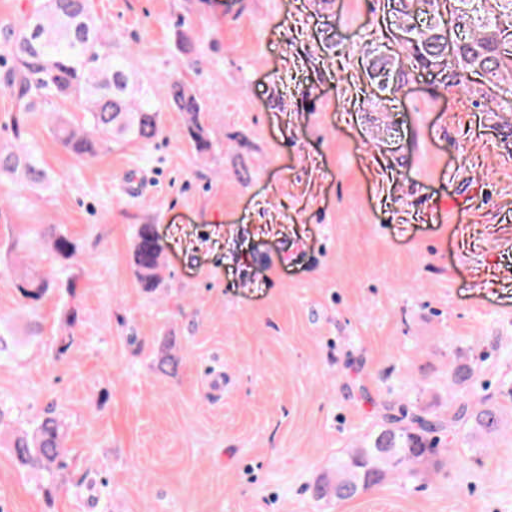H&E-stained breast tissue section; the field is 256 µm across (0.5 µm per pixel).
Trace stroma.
I'll return each instance as SVG.
<instances>
[{
	"label": "stroma",
	"mask_w": 512,
	"mask_h": 512,
	"mask_svg": "<svg viewBox=\"0 0 512 512\" xmlns=\"http://www.w3.org/2000/svg\"><path fill=\"white\" fill-rule=\"evenodd\" d=\"M93 8L143 80L193 88L213 149L198 155L165 104L154 142L81 161L50 132L71 101L17 137L0 83V149L35 145L54 176L0 180V512H512V112L422 70L393 101L361 94L380 0ZM42 224L79 247L71 333L62 290L32 309L15 287L10 244ZM140 224L165 246L153 293L131 265ZM172 336L165 376L154 360ZM465 361L470 385L449 389ZM453 401L499 405L500 431L456 429L444 467L417 480L314 498L382 406L444 416ZM50 415L67 450L53 482L10 448Z\"/></svg>",
	"instance_id": "obj_1"
}]
</instances>
